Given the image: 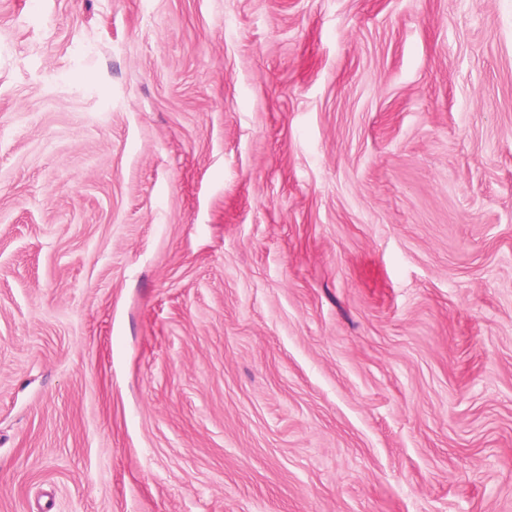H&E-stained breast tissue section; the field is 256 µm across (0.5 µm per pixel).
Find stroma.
<instances>
[{"label":"stroma","instance_id":"obj_1","mask_svg":"<svg viewBox=\"0 0 512 512\" xmlns=\"http://www.w3.org/2000/svg\"><path fill=\"white\" fill-rule=\"evenodd\" d=\"M0 512H512V0H0Z\"/></svg>","mask_w":512,"mask_h":512}]
</instances>
